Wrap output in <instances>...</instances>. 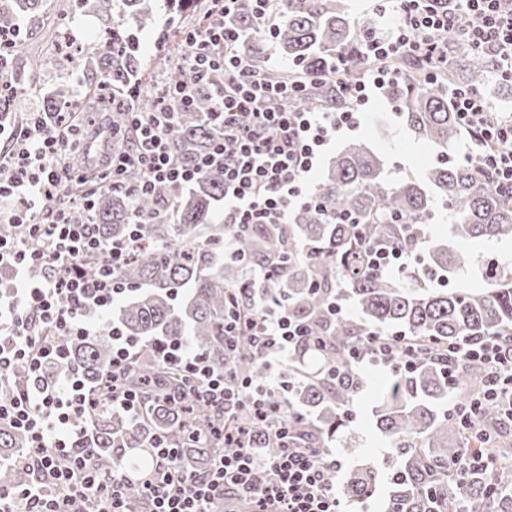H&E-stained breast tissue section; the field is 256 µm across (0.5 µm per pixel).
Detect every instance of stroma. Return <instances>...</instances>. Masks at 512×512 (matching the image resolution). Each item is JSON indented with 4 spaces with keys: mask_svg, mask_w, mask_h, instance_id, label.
<instances>
[{
    "mask_svg": "<svg viewBox=\"0 0 512 512\" xmlns=\"http://www.w3.org/2000/svg\"><path fill=\"white\" fill-rule=\"evenodd\" d=\"M26 48L30 55H40L50 36L68 34L81 53L97 48L105 28L102 20L87 12L81 0H50L47 15L33 21L22 16L18 19ZM68 81L72 90L82 91L84 74L79 59L68 61L67 68H60L56 61H47L32 88L26 89L21 109L31 112L42 109L44 98L60 81ZM357 140L374 149L385 162L387 173L394 178L407 177L422 180L427 170L435 163V150L416 142L399 125L395 114L380 91H372L369 100L360 109L357 128L333 136L324 147L314 167L310 184L322 181L329 159L343 147L345 142ZM512 258V241H477L469 248L468 260L448 281L452 288H478L483 286L481 266L487 258ZM365 385L353 399L355 412L331 446L332 456L341 464L336 475L337 484H344L350 472L362 463L387 469L393 462L394 451L381 439L371 414L373 398L381 384L390 376L387 367L364 365Z\"/></svg>",
    "mask_w": 512,
    "mask_h": 512,
    "instance_id": "obj_1",
    "label": "stroma"
}]
</instances>
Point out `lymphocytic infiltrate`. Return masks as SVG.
Wrapping results in <instances>:
<instances>
[{
  "label": "lymphocytic infiltrate",
  "instance_id": "f902f5d3",
  "mask_svg": "<svg viewBox=\"0 0 512 512\" xmlns=\"http://www.w3.org/2000/svg\"><path fill=\"white\" fill-rule=\"evenodd\" d=\"M237 0H212L203 21L183 39L189 54V79L164 90L152 111L129 106L128 125L136 137L114 151L100 178L124 189L131 198L149 194L156 185L181 189L215 167L224 169V221L244 229L252 224H284L290 211L313 203L308 174L330 134L353 128L355 113L368 98L369 86L398 79L395 58L408 56L436 79L444 60L442 41L464 35L477 48L491 49L503 75L512 78V0H385L394 15L391 26L365 27L358 53L370 60L367 77L351 78V61L336 58L339 108L306 111L294 102L314 77L273 82L246 70L240 28L228 25ZM224 73V89L210 113L221 121L224 138L190 163L177 161L168 135L178 115L192 106L195 86L215 71ZM468 135L466 159L477 177L489 179L501 195L512 198V118L489 110L474 90H454L449 99ZM54 112L30 113L26 127L0 122V139L14 151L0 161V207L4 221L18 236L0 235V269L10 274L0 292V421L28 436L31 476L24 483H0V512H127L125 473L103 478L91 454L74 455L72 446L88 425L76 423L87 401V387L71 369L61 336L78 339L104 334L112 339L113 406L130 410L134 396L121 388L132 343L111 326L108 314L121 293L120 269L141 246L138 231L106 241L97 224L75 223L73 209L92 211L91 197L72 196V175L60 160L69 148ZM141 173L127 182L129 170ZM98 256L95 275L82 265ZM248 328L263 364L283 361L308 329L286 309L254 305ZM413 347L401 333L385 337L369 332L363 349L349 352L354 365L365 362L394 368L410 366ZM451 361L477 360L487 372L481 400L454 406L461 424L478 432L483 403L496 404L512 422V341L487 338L449 346ZM164 362L191 374L202 399L227 410L246 409L259 419L269 444L253 448L237 436L235 448L204 476L182 474L172 448L157 442L156 464L144 482L150 512H211L216 498L246 502L250 512H343L336 496L337 463L323 464L311 449L296 447L285 423L282 381L253 384L232 373L214 374L198 353L176 342L162 353ZM28 366L30 380L10 387L18 363ZM57 367L45 379V367Z\"/></svg>",
  "mask_w": 512,
  "mask_h": 512
}]
</instances>
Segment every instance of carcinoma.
Instances as JSON below:
<instances>
[{
	"label": "carcinoma",
	"mask_w": 512,
	"mask_h": 512,
	"mask_svg": "<svg viewBox=\"0 0 512 512\" xmlns=\"http://www.w3.org/2000/svg\"><path fill=\"white\" fill-rule=\"evenodd\" d=\"M183 25L160 30V54L167 61L162 83L148 84L141 48L128 44L138 30L155 29L151 0H94L95 13L112 17L107 52L86 58L84 70L93 98L115 99L112 126H125L131 86H150L135 97L143 112L153 109L166 88L187 80L182 34L197 25L211 8L209 0H167ZM47 0H0V26L12 25L19 14L38 18ZM235 22L248 38V65L279 79L269 68L265 41L254 34L259 20L252 0H239ZM364 21L350 19L340 0H284L274 36L281 56L298 63L322 82L296 100L304 110L335 106V62L340 52L354 53L357 30ZM15 91L33 82L44 58L26 55L24 42L12 47ZM403 77L382 89L399 120L416 140L434 148L441 161L421 184L387 176L383 161L364 144L351 141L332 158L322 182L312 188L317 203L290 213L286 224H253L241 234L235 226L217 223L216 210L224 200V168L204 173L190 188L173 196L160 184L131 207L129 198L109 187L93 191L97 206L92 219L106 239H120L131 231L134 214L142 246L120 271L125 291L108 320L135 345L126 389L139 396L141 409L125 411L108 404L112 371V339L90 336L56 340L87 387L94 404L81 420L91 422L90 434L77 450L92 453L104 472L121 469L131 475L126 486L130 512H149L137 477L152 470V445L163 439L176 449L177 465L186 474L204 475L211 464L232 449L224 445V431L239 427L253 445L264 447L260 426L246 410L226 414L205 404L196 382L182 369L160 362V350L182 341L202 354L210 369L224 374L230 366L238 376L264 380L263 368L246 325L248 313L239 309L234 334L225 331L238 289L257 298H271L288 314L306 324L311 335L288 356L293 383L284 400L286 423L300 448L320 453L346 426L355 394L364 378L349 370V349L365 344L370 331L397 329L417 349L410 370L393 372L377 395L373 415L382 437L394 447L396 461L388 471L362 467L352 471L343 487L348 498L362 502L386 482L380 512H512V486L502 466L512 462V439L498 436L485 449L464 433L448 400L465 403L483 382L486 371L476 361H463L448 373V345L501 335L512 336V261L503 259L486 287L472 291L435 288L464 265L471 243L512 240V200L500 196L474 175L471 165L448 159V151L464 138L456 113L448 102V88L485 93L494 82L509 86L488 51L475 49L455 37L448 41V60L437 82L420 80L418 66L400 63ZM224 86L218 74L198 85L192 110L182 114L170 133L176 160L186 162L205 151L222 135L209 119L215 92ZM176 198L177 222L156 224L153 216ZM452 212L448 240L430 229L434 201ZM239 236L240 256L224 253V238ZM402 251L412 262L400 273L376 268L368 247ZM352 304L357 316L330 313L331 303ZM480 455L478 464H461L464 453ZM28 453L27 437L0 424V482L16 483L26 476L19 465Z\"/></svg>",
	"instance_id": "obj_1"
}]
</instances>
